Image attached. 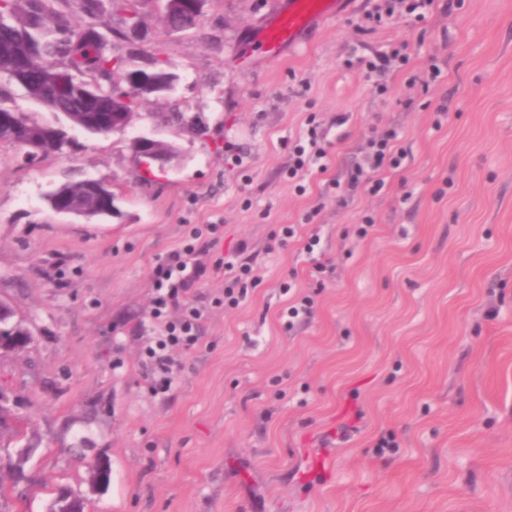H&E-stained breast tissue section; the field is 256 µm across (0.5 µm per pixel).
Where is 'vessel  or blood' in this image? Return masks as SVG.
I'll return each instance as SVG.
<instances>
[{
	"mask_svg": "<svg viewBox=\"0 0 512 512\" xmlns=\"http://www.w3.org/2000/svg\"><path fill=\"white\" fill-rule=\"evenodd\" d=\"M343 0H288L262 37L270 59H279L284 47L295 42L314 20L340 14Z\"/></svg>",
	"mask_w": 512,
	"mask_h": 512,
	"instance_id": "b4317fda",
	"label": "vessel or blood"
}]
</instances>
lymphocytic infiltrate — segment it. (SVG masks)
<instances>
[{
    "label": "lymphocytic infiltrate",
    "instance_id": "lymphocytic-infiltrate-1",
    "mask_svg": "<svg viewBox=\"0 0 512 512\" xmlns=\"http://www.w3.org/2000/svg\"><path fill=\"white\" fill-rule=\"evenodd\" d=\"M437 6L438 0H375L372 9L362 16L357 30L360 34L368 35L400 16L413 17L415 22L420 23ZM361 63L370 74L386 70L403 74L405 85L411 90L419 88L429 91L443 78L440 66L435 63L429 64L424 74L414 73L407 46L402 42L392 45L384 54L362 58ZM362 150L365 165L356 167L347 182L336 180L332 183L337 203H346L348 197L358 192L372 196L386 193L387 173L399 170L407 158L406 149L399 143V132L393 127L368 137ZM291 156L287 176L295 181L299 193H306V176L325 173L330 161L326 134L315 114H308L305 130L294 142ZM217 231L218 227L214 224L195 225L190 228L187 240L168 252L155 266L152 316L160 332L143 352V364L152 393L169 392L181 373L182 364L175 357V350L191 349L201 341L199 328L204 312L189 302L190 291L209 275L223 274L228 281L223 303L235 307L259 283L252 259L244 257L242 251L215 253Z\"/></svg>",
    "mask_w": 512,
    "mask_h": 512
}]
</instances>
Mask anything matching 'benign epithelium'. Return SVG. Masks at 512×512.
Listing matches in <instances>:
<instances>
[{
	"mask_svg": "<svg viewBox=\"0 0 512 512\" xmlns=\"http://www.w3.org/2000/svg\"><path fill=\"white\" fill-rule=\"evenodd\" d=\"M205 0H193L188 5L184 0H114L110 5L106 0H84L80 11L85 18V31L96 34L101 29L100 19L107 15L110 25L122 31V39L112 44L114 55L124 58L128 62H141L143 66L134 73L126 74L123 87L112 92L109 110L100 114L99 127L105 133L123 132L132 125L138 116V111L127 108V104L135 95L146 99L151 95L158 96L173 88L176 75L167 73L166 77L158 80L150 69L155 67L147 49L154 44L155 26L153 20H159L162 27H167L166 20L184 10H191L193 14L203 13ZM52 18L57 34L66 39L71 33V24L68 14L53 8ZM16 78L26 91V96L35 102L47 107L49 101L70 93L96 95L102 75L94 69L74 70L59 61L49 70L38 67L25 56L16 58ZM59 131L57 127H46L44 131L29 133L27 147L29 152L42 156L45 154V145L50 142L53 135ZM131 148L137 164L142 170L154 166L165 172L173 166L176 155L171 154L156 145L154 138L139 136L132 141ZM50 204V210L59 215H72L87 220L97 215V205L94 201L85 198L79 204L72 200L71 194L54 188L45 194Z\"/></svg>",
	"mask_w": 512,
	"mask_h": 512,
	"instance_id": "7a95c632",
	"label": "benign epithelium"
}]
</instances>
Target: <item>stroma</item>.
I'll list each match as a JSON object with an SVG mask.
<instances>
[{"label": "stroma", "mask_w": 512, "mask_h": 512, "mask_svg": "<svg viewBox=\"0 0 512 512\" xmlns=\"http://www.w3.org/2000/svg\"><path fill=\"white\" fill-rule=\"evenodd\" d=\"M284 2L207 0L192 36L158 34L176 89L125 131L74 132V151L27 166L0 142V298L36 326L27 352L0 358V386L44 436L45 488L28 512L60 486L89 495L90 512H512V0L364 37L354 25L373 0H349L273 61L259 39ZM401 41L417 70L434 54L446 72L408 109L402 76L380 97L358 62ZM175 109L207 138L164 123ZM311 112L331 161L302 195L286 170ZM384 125L403 133L411 196L336 206L330 181L347 180L362 135ZM140 134L181 153L150 185L130 148ZM87 178L114 190L118 216L49 210L48 190ZM319 202L315 255L298 239L273 245ZM366 215L376 223L360 241ZM210 222L222 251L257 254L260 283L224 308L223 277L202 282L201 343L156 395L141 355L153 268ZM316 258L334 267L321 284ZM285 282L315 300L289 329ZM388 435L395 447L378 450ZM78 444L110 459L107 489L90 490ZM312 454L326 473L305 476Z\"/></svg>", "instance_id": "1"}]
</instances>
